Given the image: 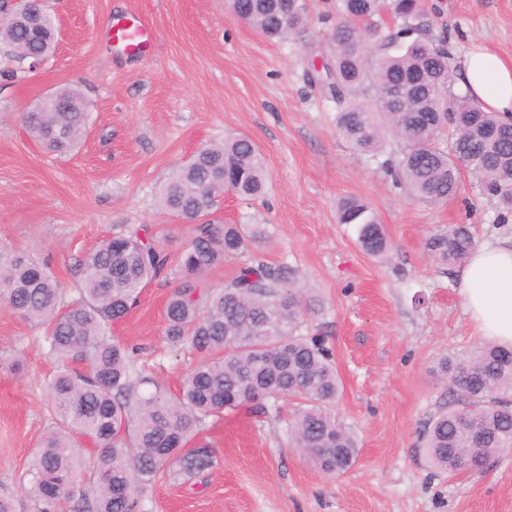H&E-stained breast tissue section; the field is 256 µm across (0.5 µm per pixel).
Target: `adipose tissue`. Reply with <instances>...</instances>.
Segmentation results:
<instances>
[{
    "mask_svg": "<svg viewBox=\"0 0 512 512\" xmlns=\"http://www.w3.org/2000/svg\"><path fill=\"white\" fill-rule=\"evenodd\" d=\"M460 84L486 111L512 125V59L484 48L465 57ZM463 307L481 341L512 350V244L487 240L477 245L457 273Z\"/></svg>",
    "mask_w": 512,
    "mask_h": 512,
    "instance_id": "obj_1",
    "label": "adipose tissue"
}]
</instances>
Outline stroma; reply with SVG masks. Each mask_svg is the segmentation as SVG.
<instances>
[{"mask_svg": "<svg viewBox=\"0 0 512 512\" xmlns=\"http://www.w3.org/2000/svg\"><path fill=\"white\" fill-rule=\"evenodd\" d=\"M441 7L448 52L460 65L479 44L512 58V0H425ZM310 20L282 41L241 22L225 0H47L59 42L38 69L0 76V265L17 257L46 264L64 288L79 284L78 263L131 224H149L178 255L189 225L163 211L158 190L173 167L230 134L254 140L266 157L267 187L254 200L228 196L210 218L260 224L264 240L228 257L205 277L219 289L241 265L291 267L324 302L312 322L331 347L342 393L338 413L359 439L354 466L331 477L289 445L282 418L251 407L213 419L206 437L215 465L194 476L163 477L142 512H512V451L485 471L448 476L427 464L418 435L447 400L438 360L478 340L454 273L424 248L452 224L475 239L506 227L494 200L469 175L448 203L412 200L379 162L336 129V104L318 73L330 53L336 0H308ZM134 13L156 31L151 54L107 40L112 17ZM78 86L91 112L81 144L46 151L21 120L44 96ZM345 197L366 202L393 243L386 262L367 255L354 226L338 223ZM178 282L150 283L112 328L159 386L176 393L194 359L164 335L165 303ZM40 328L0 302V495L15 512H36L23 477L50 424L49 383L59 364Z\"/></svg>", "mask_w": 512, "mask_h": 512, "instance_id": "1", "label": "stroma"}]
</instances>
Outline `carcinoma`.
Here are the masks:
<instances>
[{"mask_svg": "<svg viewBox=\"0 0 512 512\" xmlns=\"http://www.w3.org/2000/svg\"><path fill=\"white\" fill-rule=\"evenodd\" d=\"M231 12L269 39H280L307 18L306 0H226ZM381 0H337L343 21L324 68L326 87L338 106L336 127L356 150L375 158L388 137L401 146L381 162L412 199L443 203L460 181L451 177L464 161L480 191L512 213V142L494 136L503 124L466 93L451 91L445 34L434 32L422 0H389L402 26L380 38L381 53L367 66L369 34L356 22L371 18ZM54 18L33 29L0 23V43L18 61L55 49ZM67 112L23 116L29 135L51 153H66L84 137L90 112L76 87L60 89ZM454 132L448 146L440 136ZM266 186L265 157L246 136L197 151L176 167L159 194V206L192 228L178 260L180 283L167 300L164 335L197 357L179 394L168 397L147 386L153 379L129 349L112 336V324L136 305L144 288L172 274L168 255L148 224L132 225L104 240L80 261L77 297L44 265L15 260L0 271V301L23 320L43 328L47 354L61 363L49 383L53 426L26 472V492L37 512H137L141 496L162 474L195 476L214 465L203 440L208 419L245 405L259 412L286 397L301 400L288 425L292 447L327 475H336V455L346 473L358 456V438L335 409L341 381L334 355L308 334L322 301L286 267L245 264L224 287L199 281L224 258L266 236L264 228L217 224L207 219L229 191L254 199ZM337 221L356 226L362 250L382 260L392 246L369 207L356 198L337 206ZM476 242L465 225L430 236L425 249L444 266L465 261ZM448 403L427 423L423 450L429 463L450 475L486 466L512 449V352L483 344L439 362ZM484 432L476 443L471 433ZM98 454L87 466L80 441Z\"/></svg>", "mask_w": 512, "mask_h": 512, "instance_id": "obj_1", "label": "carcinoma"}]
</instances>
